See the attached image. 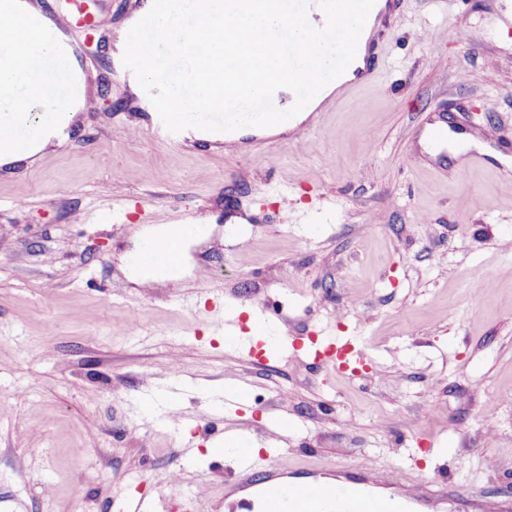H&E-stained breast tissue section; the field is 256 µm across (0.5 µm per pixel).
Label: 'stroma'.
<instances>
[{
	"label": "stroma",
	"mask_w": 512,
	"mask_h": 512,
	"mask_svg": "<svg viewBox=\"0 0 512 512\" xmlns=\"http://www.w3.org/2000/svg\"><path fill=\"white\" fill-rule=\"evenodd\" d=\"M85 2L103 27L41 0L78 47L86 112L34 165L0 168V512H224L235 464L200 418L228 382L248 399L222 430L320 477L512 490V0H401L376 82L304 139L242 149L152 139L117 64L142 0ZM445 117L484 138L481 163L423 154ZM190 220L214 230L184 287L127 278L134 227ZM227 302L272 306L298 344L362 337L371 380L300 347L253 365L210 316Z\"/></svg>",
	"instance_id": "obj_1"
}]
</instances>
